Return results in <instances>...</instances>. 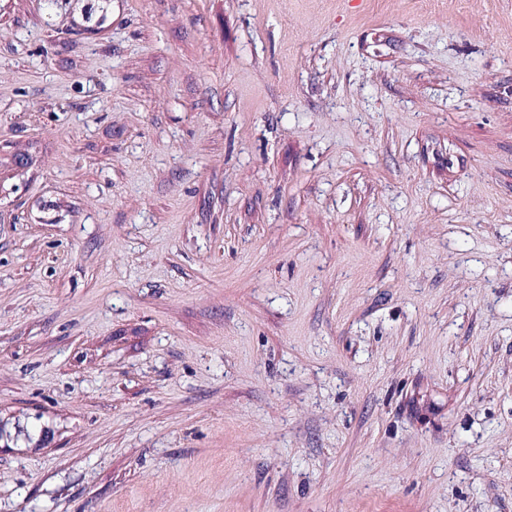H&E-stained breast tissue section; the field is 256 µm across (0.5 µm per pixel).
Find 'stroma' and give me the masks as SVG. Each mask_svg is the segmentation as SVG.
<instances>
[{
	"label": "stroma",
	"mask_w": 512,
	"mask_h": 512,
	"mask_svg": "<svg viewBox=\"0 0 512 512\" xmlns=\"http://www.w3.org/2000/svg\"><path fill=\"white\" fill-rule=\"evenodd\" d=\"M0 0V512H512V0Z\"/></svg>",
	"instance_id": "stroma-1"
}]
</instances>
